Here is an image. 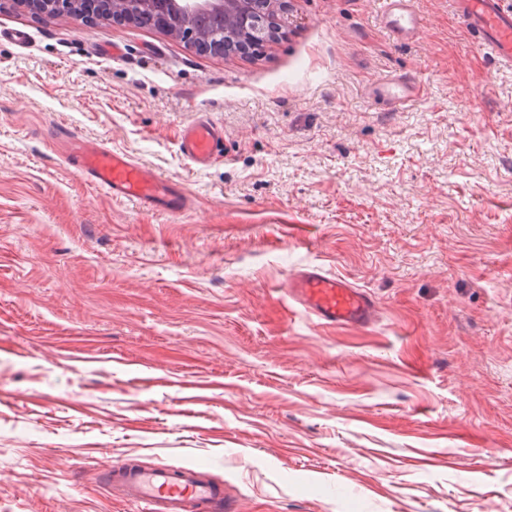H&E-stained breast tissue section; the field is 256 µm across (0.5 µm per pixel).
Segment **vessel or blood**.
<instances>
[{
  "label": "vessel or blood",
  "mask_w": 512,
  "mask_h": 512,
  "mask_svg": "<svg viewBox=\"0 0 512 512\" xmlns=\"http://www.w3.org/2000/svg\"><path fill=\"white\" fill-rule=\"evenodd\" d=\"M451 5L477 34L480 45L498 62L512 66V6H507L506 0H451ZM379 12L385 28L397 38H416L422 28L412 0H380ZM375 94L394 105L406 106L417 101L420 89L390 78L376 86ZM59 135L71 171L113 201L169 214L185 212L189 207L190 196L181 184L134 162L127 154L65 128ZM223 143V128L204 116L184 126L179 135L182 156L199 168L215 160ZM287 292L304 311L327 326L366 327L379 314L372 295L319 267L290 275ZM102 474L113 497L138 507L140 512H232L234 508L222 483L202 480L190 467L125 458L108 464Z\"/></svg>",
  "instance_id": "vessel-or-blood-1"
}]
</instances>
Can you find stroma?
Here are the masks:
<instances>
[{"label":"stroma","instance_id":"stroma-1","mask_svg":"<svg viewBox=\"0 0 512 512\" xmlns=\"http://www.w3.org/2000/svg\"><path fill=\"white\" fill-rule=\"evenodd\" d=\"M290 0L256 52L0 10V512H135L113 460L191 465L239 512H512V70L449 0ZM420 81L393 108L377 79ZM207 114L224 152L178 149ZM179 182L180 215L70 172L58 126ZM304 235L293 237L290 227ZM377 300L324 326L289 275ZM379 12L384 27L397 38H416L422 29V19L411 0H381Z\"/></svg>","mask_w":512,"mask_h":512}]
</instances>
